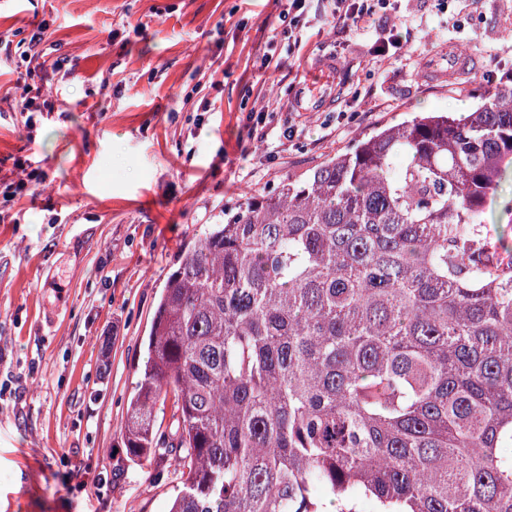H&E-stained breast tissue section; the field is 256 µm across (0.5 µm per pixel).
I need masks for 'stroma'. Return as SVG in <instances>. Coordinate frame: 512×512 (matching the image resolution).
<instances>
[{
	"mask_svg": "<svg viewBox=\"0 0 512 512\" xmlns=\"http://www.w3.org/2000/svg\"><path fill=\"white\" fill-rule=\"evenodd\" d=\"M280 0H0V512H168L171 461L126 460L120 431L157 299L187 244L243 202L301 177L410 112H458L512 75V0H391L367 29L310 0L299 53ZM401 53H373L393 17ZM39 57L22 61L30 36ZM468 49L479 71L427 81L422 64ZM272 57L260 67L259 53ZM324 112L291 97L323 60ZM48 100L34 128L25 85ZM268 107L264 131L248 115ZM297 126L293 139L284 124ZM43 98V90L41 86H29L25 90L24 96L17 104V108L21 114H29L27 116L25 124L28 126L29 123H34L35 112H42L40 101Z\"/></svg>",
	"mask_w": 512,
	"mask_h": 512,
	"instance_id": "35a3bbf8",
	"label": "stroma"
}]
</instances>
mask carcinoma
Wrapping results in <instances>:
<instances>
[{
  "label": "carcinoma",
  "mask_w": 512,
  "mask_h": 512,
  "mask_svg": "<svg viewBox=\"0 0 512 512\" xmlns=\"http://www.w3.org/2000/svg\"><path fill=\"white\" fill-rule=\"evenodd\" d=\"M512 76L285 177L168 276L121 424L169 512H512ZM168 432L156 418L168 396Z\"/></svg>",
  "instance_id": "obj_1"
}]
</instances>
